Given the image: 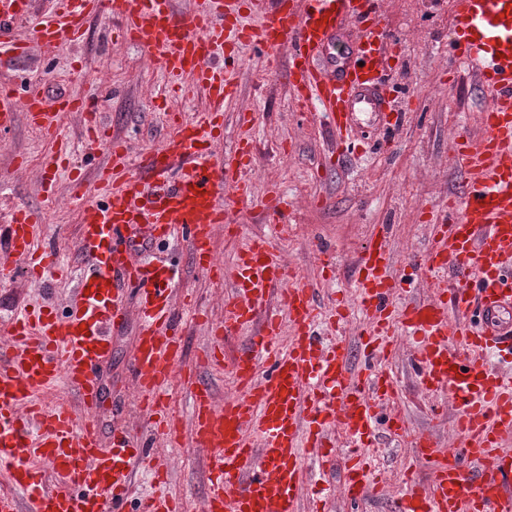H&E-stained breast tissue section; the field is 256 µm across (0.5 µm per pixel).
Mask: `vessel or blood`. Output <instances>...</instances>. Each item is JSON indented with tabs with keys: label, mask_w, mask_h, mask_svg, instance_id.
<instances>
[{
	"label": "vessel or blood",
	"mask_w": 512,
	"mask_h": 512,
	"mask_svg": "<svg viewBox=\"0 0 512 512\" xmlns=\"http://www.w3.org/2000/svg\"><path fill=\"white\" fill-rule=\"evenodd\" d=\"M0 0V53L25 66L31 43L62 49L80 41L90 15L111 7L133 42L158 59L173 82L191 76L189 92L204 91L203 112L178 122L160 145L130 162L125 142L107 136L97 112L78 98L47 99L31 89L23 103L0 93V127L24 113L30 127L57 136L62 115L87 116L90 145H105L109 163L97 170L94 196L82 208L79 247L85 275L65 316L42 307L17 316L8 345L0 346V470L18 494L0 493V512H122L132 465L143 459L128 434L102 450L93 416L99 382L95 368L112 347L111 332L129 318L122 291L136 283L142 294L133 355V387L150 415H163V397L180 371L181 342L171 295L178 269L136 261L112 244L121 230L144 224L150 237L184 234L195 264L213 267L212 233L236 205L253 200L246 173L253 162L254 115H239L241 138L234 153L218 155L225 106L237 86L214 58L232 35L243 48L288 54L283 75L295 105L317 106L335 129L357 112L389 120L396 105L385 91L393 37L377 0H198L184 12L176 0ZM256 17L240 23L242 10ZM31 22L29 42L8 37L11 24ZM360 24L352 62L317 63L336 30ZM455 56L472 71L491 103L480 131L451 142L467 181L449 202L446 227L434 231L423 258L437 276L436 294L400 307L389 296L400 284L387 237L373 236L356 281L363 346L376 353L401 333L416 344L414 357L430 392L448 391L456 407L459 444L441 448L420 436L418 457L442 454L428 487L405 481L396 512H512V0H453ZM6 245L34 258V271L51 274L55 255L36 252L40 226L24 208L10 215ZM224 322L210 330L202 362L229 367L236 397L216 402L209 387L195 395L193 442L203 454L209 489L199 512H302L299 489L304 459L333 447L343 434L349 467L342 485L356 501L373 488L364 455L378 440L381 405L396 385L385 373L362 375L343 340L324 344L313 332L322 318L345 322L348 304L322 313L314 291L288 282L287 268L270 241L248 246L222 271ZM229 335L249 345L225 364ZM271 367L260 373V360ZM65 384L84 409L47 407L46 390Z\"/></svg>",
	"instance_id": "obj_1"
}]
</instances>
